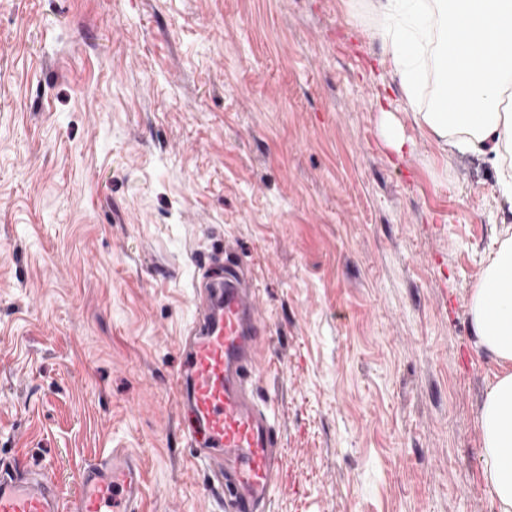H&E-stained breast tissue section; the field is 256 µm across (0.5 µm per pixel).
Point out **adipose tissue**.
<instances>
[{
    "instance_id": "obj_1",
    "label": "adipose tissue",
    "mask_w": 512,
    "mask_h": 512,
    "mask_svg": "<svg viewBox=\"0 0 512 512\" xmlns=\"http://www.w3.org/2000/svg\"><path fill=\"white\" fill-rule=\"evenodd\" d=\"M391 19L385 32L407 98L426 66L450 83L422 120L431 133L464 153L500 166L512 145V113L500 109L512 90V0H372ZM435 43L433 56L424 48ZM469 325L501 367L478 417L488 492L497 512H512V238L491 258L468 302Z\"/></svg>"
}]
</instances>
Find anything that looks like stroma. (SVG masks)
<instances>
[{"label": "stroma", "mask_w": 512, "mask_h": 512, "mask_svg": "<svg viewBox=\"0 0 512 512\" xmlns=\"http://www.w3.org/2000/svg\"><path fill=\"white\" fill-rule=\"evenodd\" d=\"M383 25L369 0H0V464L71 495L122 448L143 512H225L172 381L230 265L267 323L269 512H496L467 302L512 207L423 124L438 76L408 101Z\"/></svg>", "instance_id": "stroma-1"}]
</instances>
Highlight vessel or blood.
<instances>
[{
  "label": "vessel or blood",
  "mask_w": 512,
  "mask_h": 512,
  "mask_svg": "<svg viewBox=\"0 0 512 512\" xmlns=\"http://www.w3.org/2000/svg\"><path fill=\"white\" fill-rule=\"evenodd\" d=\"M256 300L234 276H218L203 303L202 324L176 380L194 424V454L224 459L225 512H265L284 474L268 409L249 396L250 369L265 343ZM144 476L139 462L112 450L84 467L78 489L63 498L42 471L0 467V512H141Z\"/></svg>",
  "instance_id": "1"
}]
</instances>
